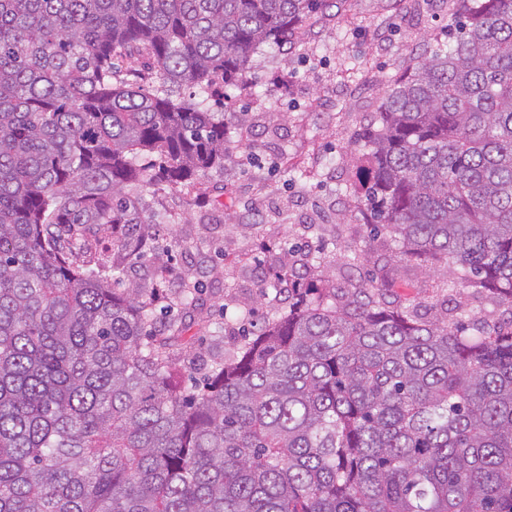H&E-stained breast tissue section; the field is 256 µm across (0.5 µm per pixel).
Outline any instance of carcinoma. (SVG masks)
Masks as SVG:
<instances>
[{
  "label": "carcinoma",
  "mask_w": 512,
  "mask_h": 512,
  "mask_svg": "<svg viewBox=\"0 0 512 512\" xmlns=\"http://www.w3.org/2000/svg\"><path fill=\"white\" fill-rule=\"evenodd\" d=\"M332 2L0 0V512H512V326L458 300L424 319L394 270L512 308V0H469L359 130L360 212L390 241L369 280L309 287L322 246L260 270L256 303L288 311L240 304L252 330L200 379L195 285L121 280L155 249L136 188L251 149L207 101Z\"/></svg>",
  "instance_id": "1"
}]
</instances>
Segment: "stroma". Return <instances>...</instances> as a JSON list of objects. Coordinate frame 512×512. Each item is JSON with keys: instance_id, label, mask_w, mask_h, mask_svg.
Wrapping results in <instances>:
<instances>
[{"instance_id": "1", "label": "stroma", "mask_w": 512, "mask_h": 512, "mask_svg": "<svg viewBox=\"0 0 512 512\" xmlns=\"http://www.w3.org/2000/svg\"><path fill=\"white\" fill-rule=\"evenodd\" d=\"M462 0H337L330 14L304 24L291 49L261 48L246 81L234 89L224 116L238 152L224 170L209 172L197 190L149 186L139 192L168 250V285L191 280L214 325L239 330L235 307L224 304V276L234 272L240 299L255 296L250 270L274 267L285 248L317 245L310 227L351 247L388 255L384 237L370 238L353 191L367 167L356 134L374 122L394 80L409 73L426 47L444 41ZM262 223H254V215ZM271 243V251L260 242ZM401 284L424 306L446 304L424 262L398 265Z\"/></svg>"}]
</instances>
